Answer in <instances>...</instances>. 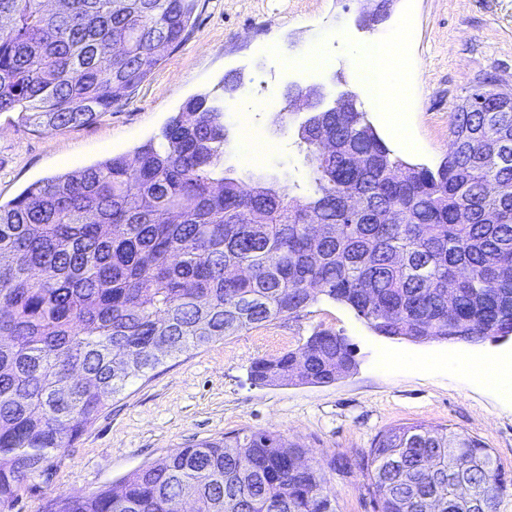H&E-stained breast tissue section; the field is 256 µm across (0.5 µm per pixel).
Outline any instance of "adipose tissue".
I'll return each mask as SVG.
<instances>
[{
	"label": "adipose tissue",
	"instance_id": "ef3b65f1",
	"mask_svg": "<svg viewBox=\"0 0 512 512\" xmlns=\"http://www.w3.org/2000/svg\"><path fill=\"white\" fill-rule=\"evenodd\" d=\"M358 68L368 76L371 101L392 123L401 128L397 104L406 103L407 82L404 78L405 58L398 40L373 38L357 54Z\"/></svg>",
	"mask_w": 512,
	"mask_h": 512
}]
</instances>
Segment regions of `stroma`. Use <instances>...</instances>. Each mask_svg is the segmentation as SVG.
<instances>
[{
    "label": "stroma",
    "instance_id": "obj_1",
    "mask_svg": "<svg viewBox=\"0 0 512 512\" xmlns=\"http://www.w3.org/2000/svg\"><path fill=\"white\" fill-rule=\"evenodd\" d=\"M363 7V0H197L182 43L97 122L35 130L16 114H0V201L43 178L133 155L188 100L236 73L244 89L225 101L231 130L225 159L241 171L305 179L294 130H275L282 92L291 81L305 86L331 77L356 93L359 109L395 155L439 164L448 151L450 113L470 86L488 74L512 85V0H389L388 18L370 29L357 25ZM380 33L404 46L412 93L402 135L383 124L357 75L358 48ZM313 51L324 57L322 67L282 60ZM317 330L348 338L356 360L351 373L326 385L251 382L253 361L296 348ZM484 360L512 366V338L388 339L321 296L299 315L225 336L134 379L78 441L58 452L51 474L32 481L11 512H45L57 496L97 492L173 449L241 430L278 432L321 465L334 456L357 459L396 425H442L483 441L512 475V395L465 369ZM330 479L338 512H374L358 469Z\"/></svg>",
    "mask_w": 512,
    "mask_h": 512
}]
</instances>
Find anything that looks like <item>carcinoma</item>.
<instances>
[{"mask_svg":"<svg viewBox=\"0 0 512 512\" xmlns=\"http://www.w3.org/2000/svg\"><path fill=\"white\" fill-rule=\"evenodd\" d=\"M196 0H0V113L30 127L96 122L185 38ZM490 74L450 115L437 168L393 156L364 112L297 130L307 181L225 165L224 95L190 99L129 161L116 156L0 203V512L50 474L134 378L318 295L378 336L512 335V101ZM326 128L336 159L308 136ZM367 163H352L353 152ZM356 365L320 330L256 359L259 385H322ZM272 431L201 441L46 512H335L327 472L353 465L377 512H495L512 478L478 438L381 432L351 465L304 461ZM469 475L460 488L448 469Z\"/></svg>","mask_w":512,"mask_h":512,"instance_id":"obj_1","label":"carcinoma"}]
</instances>
